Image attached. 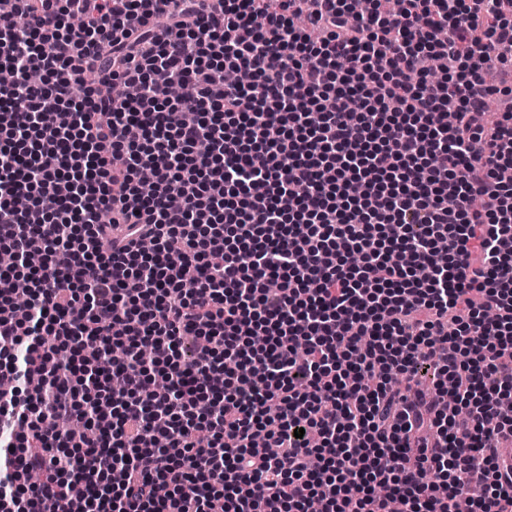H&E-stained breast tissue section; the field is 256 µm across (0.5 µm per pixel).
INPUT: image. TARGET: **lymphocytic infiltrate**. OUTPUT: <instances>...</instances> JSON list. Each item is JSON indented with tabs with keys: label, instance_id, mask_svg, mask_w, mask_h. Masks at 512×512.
<instances>
[{
	"label": "lymphocytic infiltrate",
	"instance_id": "1",
	"mask_svg": "<svg viewBox=\"0 0 512 512\" xmlns=\"http://www.w3.org/2000/svg\"><path fill=\"white\" fill-rule=\"evenodd\" d=\"M507 2L0 16V512H512Z\"/></svg>",
	"mask_w": 512,
	"mask_h": 512
}]
</instances>
